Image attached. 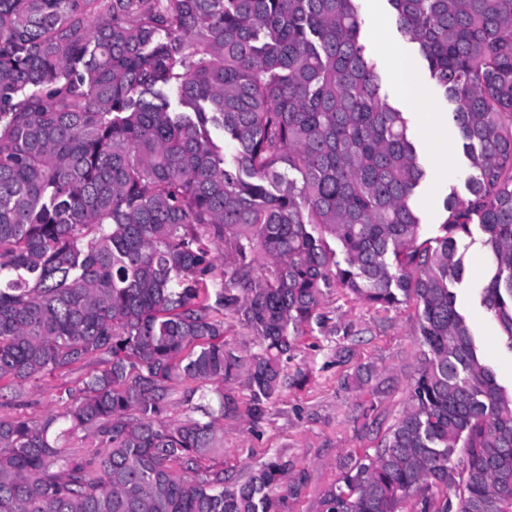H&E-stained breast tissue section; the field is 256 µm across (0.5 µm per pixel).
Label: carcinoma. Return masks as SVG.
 <instances>
[{"label": "carcinoma", "mask_w": 512, "mask_h": 512, "mask_svg": "<svg viewBox=\"0 0 512 512\" xmlns=\"http://www.w3.org/2000/svg\"><path fill=\"white\" fill-rule=\"evenodd\" d=\"M359 2L0 0V380L104 364L63 414L0 417V512H284L282 457L231 484L204 465L231 394L206 421L166 414L178 381L240 380L259 423L328 288L415 302L423 358L322 512H512V387L451 291L476 225L481 304L512 351V0H388L468 159L428 239L426 170ZM227 316L259 352L227 347Z\"/></svg>", "instance_id": "1"}]
</instances>
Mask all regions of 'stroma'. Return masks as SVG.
Segmentation results:
<instances>
[{
	"label": "stroma",
	"instance_id": "1",
	"mask_svg": "<svg viewBox=\"0 0 512 512\" xmlns=\"http://www.w3.org/2000/svg\"><path fill=\"white\" fill-rule=\"evenodd\" d=\"M361 14V41L382 77V93L407 112L419 142L428 177L415 208L425 235L433 237L446 218L445 197L467 193L461 144L456 138L448 144L426 138L421 110L399 95L383 48L389 45L407 55L414 49L398 32L387 0H361ZM473 237V242L458 245L465 273L456 290L457 302L480 336L499 380L508 384L512 351L481 304L480 286L488 259L481 230H474ZM318 312L322 322L311 324L299 337L284 369L287 383L258 424H249L243 414L248 391L242 384L233 385L239 410L225 415L224 451L214 458L234 482L245 480L272 456L288 460L293 475L301 479L298 490L286 494L288 512H320V500L339 478L343 465L373 453L407 404L421 353L414 304L372 306L331 288L325 291ZM89 370V364L78 363L27 386L20 407L9 403L12 389L0 390V416L19 414L39 423L47 415L62 412L65 404L59 401V393L81 387Z\"/></svg>",
	"mask_w": 512,
	"mask_h": 512
}]
</instances>
